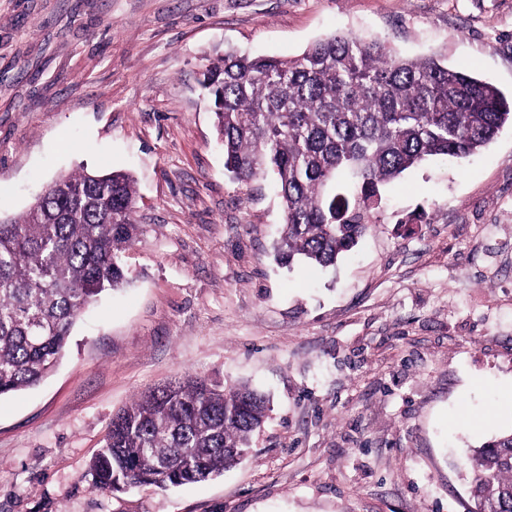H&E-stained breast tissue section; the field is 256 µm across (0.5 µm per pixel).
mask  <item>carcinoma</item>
Segmentation results:
<instances>
[{
	"label": "carcinoma",
	"mask_w": 512,
	"mask_h": 512,
	"mask_svg": "<svg viewBox=\"0 0 512 512\" xmlns=\"http://www.w3.org/2000/svg\"><path fill=\"white\" fill-rule=\"evenodd\" d=\"M202 76L225 171L276 181L285 224L274 256L284 266L335 265L366 233L384 186L432 157L462 162L512 124V101L493 83L436 56H400L379 37L332 34L290 60L226 52ZM135 197L129 174L83 169L0 218V397L53 372L80 314L127 282ZM269 410L246 384L192 374L140 393L90 461L95 487L220 476L247 455ZM463 468L469 512H512V430L470 449Z\"/></svg>",
	"instance_id": "cac0c4a2"
}]
</instances>
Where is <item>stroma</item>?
<instances>
[{
	"mask_svg": "<svg viewBox=\"0 0 512 512\" xmlns=\"http://www.w3.org/2000/svg\"><path fill=\"white\" fill-rule=\"evenodd\" d=\"M335 32L438 55L512 96V0H0V217L58 176L129 172L130 282L39 386L0 398V512H467L468 448L512 429V125L388 184L335 266L278 265L271 178L232 180L200 80ZM194 374L271 411L223 476L96 489L132 397Z\"/></svg>",
	"mask_w": 512,
	"mask_h": 512,
	"instance_id": "35a3bbf8",
	"label": "stroma"
}]
</instances>
